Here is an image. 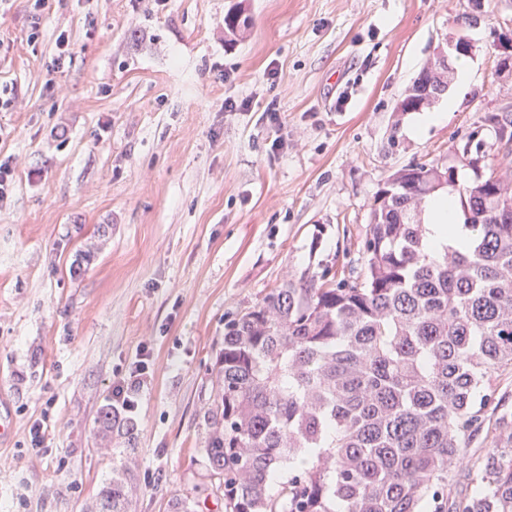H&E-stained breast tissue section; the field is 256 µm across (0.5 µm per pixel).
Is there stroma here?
<instances>
[{
	"mask_svg": "<svg viewBox=\"0 0 512 512\" xmlns=\"http://www.w3.org/2000/svg\"><path fill=\"white\" fill-rule=\"evenodd\" d=\"M234 2L0 0V512H82L127 447L131 512L182 495L224 512L201 450L225 323L285 281L360 270L395 169L476 127L495 142L503 0L463 31L479 47L467 96L418 139L395 105L465 0H246L248 35L228 43ZM139 361L134 434L100 452L97 412ZM485 435L451 464L448 512L476 494L469 458L512 459Z\"/></svg>",
	"mask_w": 512,
	"mask_h": 512,
	"instance_id": "35a3bbf8",
	"label": "stroma"
}]
</instances>
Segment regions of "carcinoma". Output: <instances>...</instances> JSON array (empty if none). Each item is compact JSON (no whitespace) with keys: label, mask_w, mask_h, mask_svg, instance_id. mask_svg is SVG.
Segmentation results:
<instances>
[{"label":"carcinoma","mask_w":512,"mask_h":512,"mask_svg":"<svg viewBox=\"0 0 512 512\" xmlns=\"http://www.w3.org/2000/svg\"><path fill=\"white\" fill-rule=\"evenodd\" d=\"M250 26L240 2L224 36ZM491 120L501 163L476 164L474 129L448 163L403 166L379 188L357 276L289 280L224 326L202 448L224 512H442L483 410L475 390L512 370V112ZM443 193L472 235L434 255L421 214ZM96 423L108 444L111 405ZM134 466L113 465L84 512H130ZM486 483L472 512H512V462Z\"/></svg>","instance_id":"cac0c4a2"}]
</instances>
